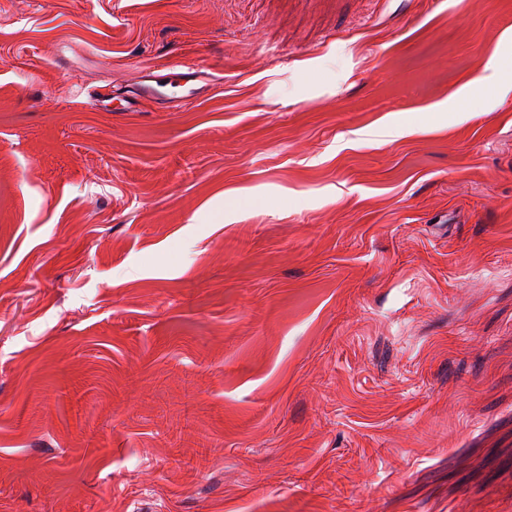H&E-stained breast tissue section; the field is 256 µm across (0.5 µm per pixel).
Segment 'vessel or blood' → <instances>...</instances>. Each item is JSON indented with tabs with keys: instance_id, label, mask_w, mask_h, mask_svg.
Wrapping results in <instances>:
<instances>
[{
	"instance_id": "obj_1",
	"label": "vessel or blood",
	"mask_w": 512,
	"mask_h": 512,
	"mask_svg": "<svg viewBox=\"0 0 512 512\" xmlns=\"http://www.w3.org/2000/svg\"><path fill=\"white\" fill-rule=\"evenodd\" d=\"M210 84V77L197 64L184 62L163 65L147 71L141 84L131 93L117 97L108 90L99 92L94 95L92 105L102 111L115 107L122 112H136L146 99L166 98L171 88L179 90L178 100L184 104L198 99Z\"/></svg>"
}]
</instances>
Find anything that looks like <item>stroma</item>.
Listing matches in <instances>:
<instances>
[{"label": "stroma", "instance_id": "obj_1", "mask_svg": "<svg viewBox=\"0 0 512 512\" xmlns=\"http://www.w3.org/2000/svg\"><path fill=\"white\" fill-rule=\"evenodd\" d=\"M511 61L512 0H0V512H512ZM211 79L202 68L195 63L184 62L152 68L143 75L139 86L131 94L112 95V90L96 93L92 98L95 109L108 112H137L144 100L167 98L168 87L179 89L182 94L174 91L171 99H178L180 104L197 100ZM118 101L119 106L112 110V102Z\"/></svg>", "mask_w": 512, "mask_h": 512}]
</instances>
